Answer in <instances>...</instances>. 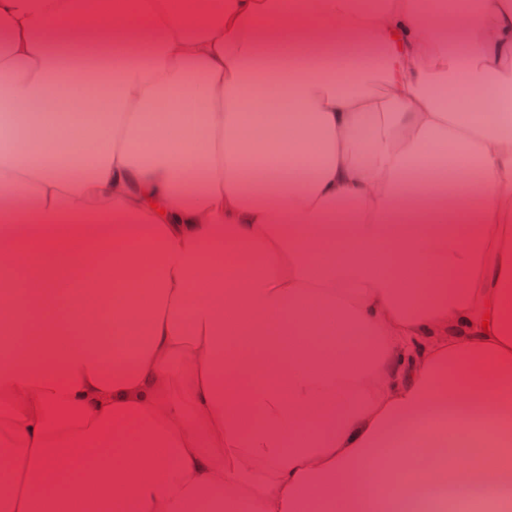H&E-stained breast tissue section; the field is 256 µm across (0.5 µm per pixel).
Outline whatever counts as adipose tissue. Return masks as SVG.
<instances>
[{
  "label": "adipose tissue",
  "instance_id": "1",
  "mask_svg": "<svg viewBox=\"0 0 512 512\" xmlns=\"http://www.w3.org/2000/svg\"><path fill=\"white\" fill-rule=\"evenodd\" d=\"M158 4L0 0V512L512 501V0Z\"/></svg>",
  "mask_w": 512,
  "mask_h": 512
}]
</instances>
